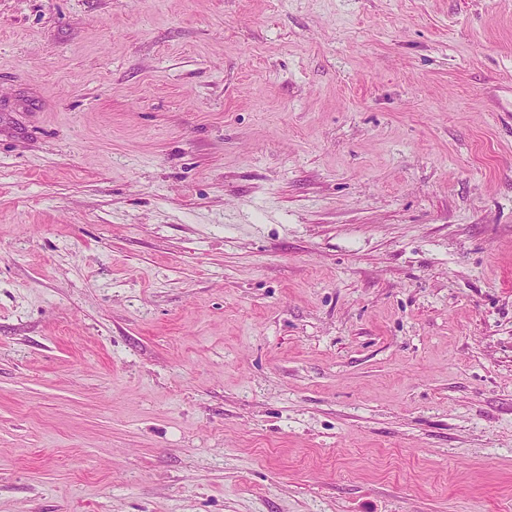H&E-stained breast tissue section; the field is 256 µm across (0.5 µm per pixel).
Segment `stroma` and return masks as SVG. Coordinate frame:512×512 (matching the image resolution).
Instances as JSON below:
<instances>
[{
  "instance_id": "obj_1",
  "label": "stroma",
  "mask_w": 512,
  "mask_h": 512,
  "mask_svg": "<svg viewBox=\"0 0 512 512\" xmlns=\"http://www.w3.org/2000/svg\"><path fill=\"white\" fill-rule=\"evenodd\" d=\"M0 512H512V0H0Z\"/></svg>"
}]
</instances>
